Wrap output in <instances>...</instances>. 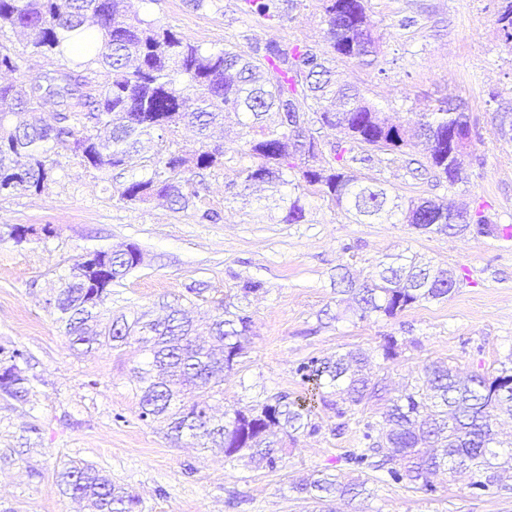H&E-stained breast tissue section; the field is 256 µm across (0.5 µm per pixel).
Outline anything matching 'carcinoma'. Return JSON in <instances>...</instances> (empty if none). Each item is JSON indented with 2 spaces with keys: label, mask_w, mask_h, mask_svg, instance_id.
<instances>
[{
  "label": "carcinoma",
  "mask_w": 512,
  "mask_h": 512,
  "mask_svg": "<svg viewBox=\"0 0 512 512\" xmlns=\"http://www.w3.org/2000/svg\"><path fill=\"white\" fill-rule=\"evenodd\" d=\"M290 0H243L245 8L277 26L288 18ZM326 36L333 52L371 67L378 55L368 28L363 0H324ZM123 0H0V71L17 72L9 32L28 35L33 52L48 57L52 68L41 80L26 84L0 83V194L17 191L40 193L60 166L58 149L70 150L102 172L128 167L150 149L154 138L174 134L182 125L196 129L201 146L183 156L154 154L150 177L129 181L120 196L145 203L168 197L186 207L189 199L174 184V176L187 166L208 169L220 163L223 148L207 145L210 128L231 114L248 117L244 155L252 163L239 170L244 186L256 169L266 175L272 191L294 178L318 189L335 206L358 218L399 212L404 223L424 231L484 237L512 238V229L493 223L481 208L465 211L467 224L456 211L433 200L391 199L375 186H359L351 169L369 167L380 153L405 156L424 138L435 176L451 184L463 180V157L470 140L466 113L442 102L424 112L409 128L392 124L351 85L336 79L326 53L308 44L288 45L276 39L257 42L248 54L234 49L209 52L156 19L128 18ZM496 23L503 44L512 52V0ZM77 36L83 54L65 50ZM52 107L45 112L46 107ZM312 115H307V112ZM497 134L512 141V112H497ZM325 128L338 129L344 139L323 159L322 149L307 146L321 141ZM304 217L301 196L288 199L285 216L290 224ZM141 255L112 252L105 269L96 276L105 282L123 278L137 267ZM338 292L352 296L359 317L394 316L430 300L448 296L455 285L451 275L429 266L382 265L372 283L356 284L346 275L336 279ZM112 289L97 288L83 265L73 272L53 300L56 321L65 324L72 345L87 351L114 348L130 340L149 352L151 360L134 369L144 420L168 421L175 440L188 435L202 448L224 449V458L250 460L275 468L281 460L271 436L279 430L293 436L316 431L311 422L316 403L348 409L382 399L381 381L366 373L368 356L347 351L302 366L312 384L305 397H275L248 409L220 417L210 415L207 403L187 394L200 390L220 393L224 372L241 357L252 319L244 309L215 318L209 339L201 340L181 309L164 317L101 325L100 309ZM0 394L24 401L29 379L15 365L0 366ZM512 416V373L462 378L445 365L432 363L418 383L404 394L388 399L378 434L367 425L364 446L348 451L347 459L363 464L378 457L375 467L405 479L414 488L433 490L430 477L442 469L468 470L476 484L512 490L506 473L512 452L501 453L494 423ZM58 486L71 498L87 502L92 512H137L138 498L113 485L89 465H73L61 472ZM293 489L304 493L319 508L336 495L356 498L367 493L366 483L339 480L321 473L303 478Z\"/></svg>",
  "instance_id": "cac0c4a2"
}]
</instances>
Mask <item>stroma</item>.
I'll return each instance as SVG.
<instances>
[{
	"instance_id": "stroma-1",
	"label": "stroma",
	"mask_w": 512,
	"mask_h": 512,
	"mask_svg": "<svg viewBox=\"0 0 512 512\" xmlns=\"http://www.w3.org/2000/svg\"><path fill=\"white\" fill-rule=\"evenodd\" d=\"M129 5L206 51L246 53L269 39L327 47L323 0H293L275 27L245 13L241 0H209L201 11L188 0ZM502 7V0H366L378 62L364 67L340 57L337 71L405 126L440 101H461L473 142L464 183L415 178L401 163L382 161L355 168L360 184L481 207L498 225L512 226V143L497 137L492 120L512 102V54L496 24ZM214 139L224 162L182 170L178 179L190 196L184 208L121 199L124 184L150 176L149 161L105 178L73 155L62 157L43 192L0 197V361L22 352L18 366L30 380L27 402L0 396V512H85L57 485L74 464L92 465L137 495L139 512H312L292 484L320 471L367 483L366 495L336 498L335 512H512V490L477 488L468 472L437 474L426 492L347 461L365 424L382 426V403L348 411L342 435L335 410L317 407L316 432L284 440L276 468H255L226 461L219 449L200 451L188 437L173 441L164 423L141 419L130 380L143 360L136 345L85 353L70 343L55 321V292L86 252L131 245L142 261L113 284L108 314L153 319L168 303L203 323L239 299L251 315L245 353L211 400L220 414L302 395V364L349 349L370 354L394 396L432 361L468 374L512 368V239L427 233L397 214L360 224L320 195L285 184L282 196H301L305 207L300 223H288L285 206L268 204L259 187L236 197L228 189L244 163V128L225 125ZM207 210L218 213L216 222L202 220ZM14 225L28 228L25 241L9 237ZM396 255L452 270L454 290L391 317L344 312L338 275L369 280L380 261ZM249 283L258 292L242 296ZM390 342L396 354L387 359Z\"/></svg>"
}]
</instances>
